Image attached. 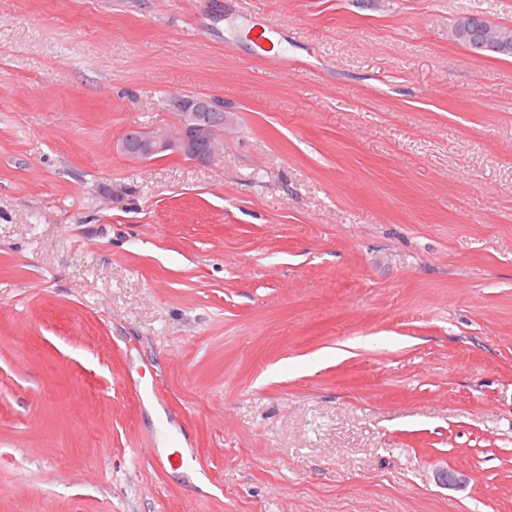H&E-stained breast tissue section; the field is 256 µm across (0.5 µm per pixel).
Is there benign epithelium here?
<instances>
[{
  "mask_svg": "<svg viewBox=\"0 0 512 512\" xmlns=\"http://www.w3.org/2000/svg\"><path fill=\"white\" fill-rule=\"evenodd\" d=\"M166 109L182 113L180 120L147 131L133 128L117 142V149L137 161L176 154L198 163L208 161L221 151L222 145L218 142L220 131L228 130L230 126L223 123L218 130L210 126V121L202 118L200 113L211 112L224 117L223 100L186 95L166 102Z\"/></svg>",
  "mask_w": 512,
  "mask_h": 512,
  "instance_id": "obj_1",
  "label": "benign epithelium"
}]
</instances>
